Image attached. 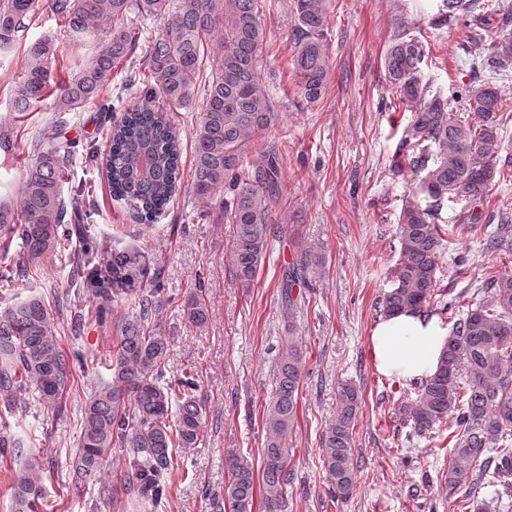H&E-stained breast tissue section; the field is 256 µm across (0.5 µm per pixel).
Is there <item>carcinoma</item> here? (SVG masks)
<instances>
[{"instance_id":"carcinoma-1","label":"carcinoma","mask_w":512,"mask_h":512,"mask_svg":"<svg viewBox=\"0 0 512 512\" xmlns=\"http://www.w3.org/2000/svg\"><path fill=\"white\" fill-rule=\"evenodd\" d=\"M328 0H295L293 69L305 101L316 103L330 76L325 48ZM477 0H439L438 23H467ZM266 0H0V50L13 47L28 23L42 14L53 17L71 45L96 43L89 61L61 81L57 46L45 38L32 44L26 66L11 95V107L23 115L56 91L58 112H75L101 99L112 83V71L124 63L132 76L117 97L137 100L124 109L110 129L106 158L112 199L122 203L141 224L160 217L181 180V148L170 120L171 108H190L203 92L194 139V191L207 204L229 187L232 197L219 203L224 221L234 226L229 250L233 274L243 288L254 284L271 234V211L281 185L278 153L269 150L248 161L251 139L270 127L274 112L260 88L259 58L264 54ZM172 18L165 31L151 32L150 21ZM142 55L134 56L136 49ZM493 69L512 61V38L502 36L486 47ZM425 44L402 33L384 54L386 80L396 94L394 105L411 109L403 132V152L417 182L416 200L402 206L398 239L401 261L394 287L384 296L382 314L416 313L437 302V272L445 237L442 212L448 203L461 205L457 224L476 227L482 213L475 207L498 182L512 179L499 166L502 117L508 103L488 81L465 86L451 98L422 82ZM34 160L25 169L19 205L0 196V236L20 239L16 260L24 274L40 268L57 253L71 224L87 219L85 192L62 195V182L72 165L74 143L62 139L57 126L41 130L33 142ZM67 262L78 272L74 294L90 291L107 302L112 294L137 298L138 313L119 328L111 360L112 381L97 387L82 408L78 449L72 460L75 482L100 478L114 448H129L127 489L153 512L165 507V477L174 443L190 447L199 439L205 400L196 394L192 376L165 379L161 365L168 337L148 329L161 313L159 282L140 286L147 267L135 250L117 251L107 240L82 237ZM322 253L306 249L293 256L280 283L281 306L288 315V342L279 350L274 391L263 411L262 494L267 512H281L288 485L285 439L297 422L305 364L293 322L301 308L295 288H307L325 274ZM183 317L197 328L208 323L209 306L199 293L182 302ZM71 361L61 350L52 309L44 297L31 294L0 308V405L26 411L19 396L31 394L43 408L63 409L71 382ZM336 419L323 435L322 465L331 496L347 500L357 489L358 469L353 430L361 405L355 386L336 394ZM400 413L418 433L429 432L447 417L455 419L454 448L448 463V496L457 512H484L477 501L481 478L512 475V274L505 271L488 282L487 296L468 306L453 323L436 372L419 385L416 400ZM0 448L26 457L15 478L12 512H37L42 497L39 458L26 454L25 441L0 435ZM228 481L225 500L232 512H251L256 491L252 468L240 456L225 455Z\"/></svg>"}]
</instances>
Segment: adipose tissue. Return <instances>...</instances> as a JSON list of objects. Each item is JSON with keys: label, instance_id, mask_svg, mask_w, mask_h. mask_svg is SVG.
<instances>
[{"label": "adipose tissue", "instance_id": "obj_1", "mask_svg": "<svg viewBox=\"0 0 512 512\" xmlns=\"http://www.w3.org/2000/svg\"><path fill=\"white\" fill-rule=\"evenodd\" d=\"M446 340L436 321L406 313L382 321L371 344L379 371L421 380L436 372Z\"/></svg>", "mask_w": 512, "mask_h": 512}]
</instances>
